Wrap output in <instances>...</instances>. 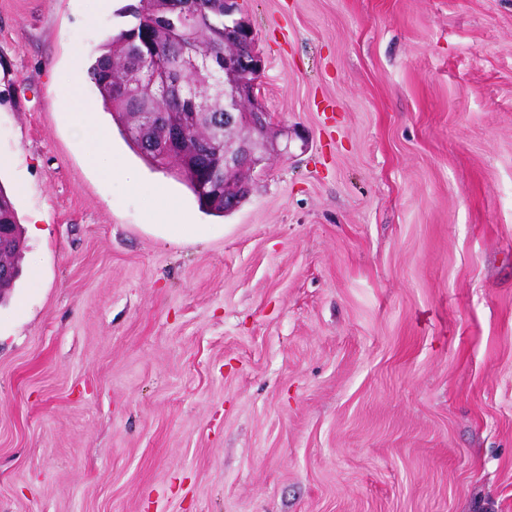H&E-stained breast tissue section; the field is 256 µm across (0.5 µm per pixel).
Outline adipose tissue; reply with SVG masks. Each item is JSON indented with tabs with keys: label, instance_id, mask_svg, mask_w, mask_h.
<instances>
[{
	"label": "adipose tissue",
	"instance_id": "ef3b65f1",
	"mask_svg": "<svg viewBox=\"0 0 512 512\" xmlns=\"http://www.w3.org/2000/svg\"><path fill=\"white\" fill-rule=\"evenodd\" d=\"M62 98L69 107L82 114L78 125L77 141L84 152L87 163L104 178L127 179L131 189L143 195L145 213L148 218L165 217L164 227L168 241L179 243L187 239H202L206 235L204 227L186 223L178 203L161 188L146 185L138 177L129 176L127 170L115 163L112 154V132L103 125L87 121L86 116L95 112L96 104L82 95L77 83L68 84L62 91Z\"/></svg>",
	"mask_w": 512,
	"mask_h": 512
}]
</instances>
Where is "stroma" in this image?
Here are the masks:
<instances>
[{"label":"stroma","instance_id":"obj_1","mask_svg":"<svg viewBox=\"0 0 512 512\" xmlns=\"http://www.w3.org/2000/svg\"><path fill=\"white\" fill-rule=\"evenodd\" d=\"M138 0H0V512H512V0H239L274 144L200 241L56 91ZM62 98L74 112L81 117L77 129V141L84 152L87 163L104 178L116 177L129 179L131 189L143 195L145 213L148 219L163 216L169 224L163 227L166 239L179 243L186 239H203L206 230L201 224H187L178 203L160 187L146 185L138 177L128 172L123 166L114 162L112 154V131L103 125L83 119L87 113L96 112V103L82 95L79 85L71 82L62 90ZM0 224H11L10 226V251L16 262L23 250L22 229L19 224L18 215L13 202L0 187Z\"/></svg>","mask_w":512,"mask_h":512}]
</instances>
